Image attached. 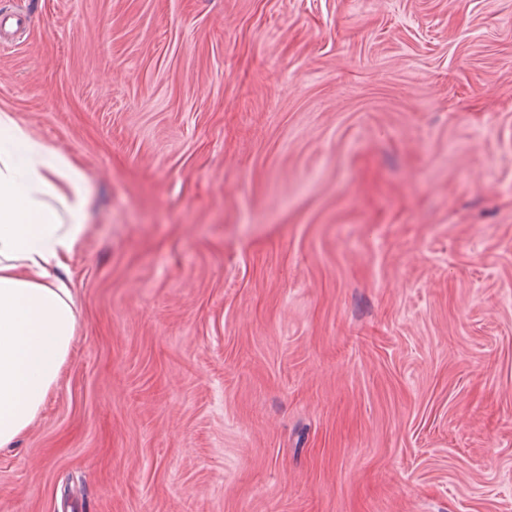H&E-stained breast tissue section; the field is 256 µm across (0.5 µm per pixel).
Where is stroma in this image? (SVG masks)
Listing matches in <instances>:
<instances>
[{
    "label": "stroma",
    "instance_id": "35a3bbf8",
    "mask_svg": "<svg viewBox=\"0 0 512 512\" xmlns=\"http://www.w3.org/2000/svg\"><path fill=\"white\" fill-rule=\"evenodd\" d=\"M89 178L0 512H512V0H0Z\"/></svg>",
    "mask_w": 512,
    "mask_h": 512
}]
</instances>
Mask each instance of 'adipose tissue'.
<instances>
[{
  "instance_id": "ef3b65f1",
  "label": "adipose tissue",
  "mask_w": 512,
  "mask_h": 512,
  "mask_svg": "<svg viewBox=\"0 0 512 512\" xmlns=\"http://www.w3.org/2000/svg\"><path fill=\"white\" fill-rule=\"evenodd\" d=\"M89 180L58 148L0 113V448L59 382L77 314L67 260L84 237Z\"/></svg>"
}]
</instances>
